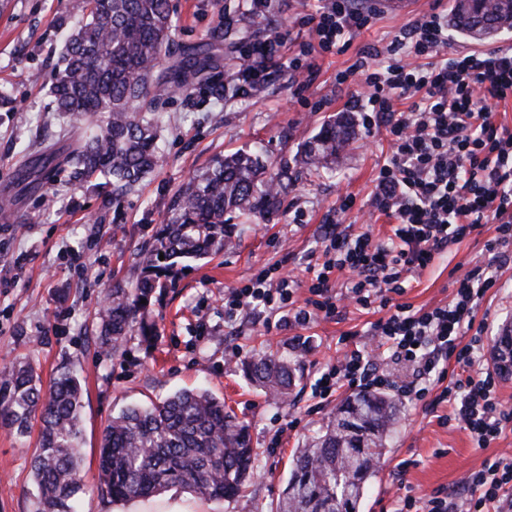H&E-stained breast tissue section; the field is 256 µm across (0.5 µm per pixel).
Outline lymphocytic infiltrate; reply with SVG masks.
I'll return each mask as SVG.
<instances>
[{
	"label": "lymphocytic infiltrate",
	"instance_id": "1",
	"mask_svg": "<svg viewBox=\"0 0 512 512\" xmlns=\"http://www.w3.org/2000/svg\"><path fill=\"white\" fill-rule=\"evenodd\" d=\"M371 10L353 0H321L306 15L317 45H302L301 54L343 48L348 38L369 28ZM448 42V20L428 11L404 25L387 47L393 61L372 66L376 50L361 53L336 76L337 84H354L367 127L385 128L391 155L378 175L369 218H387L391 233L374 241L370 232L346 233L329 225L324 261L309 266V295L298 300L294 274L274 276L263 269L247 284L224 296V320L231 323L245 310L286 312L292 327L315 318L336 316L340 302L361 308L380 306L387 314L374 325L377 352H345L315 381L313 393L326 399L337 388L385 389L395 386L384 373L379 354L412 363L415 381L398 387L403 396L424 398L431 384L442 383L436 404L449 407L448 420L468 430L477 447H488L512 425V413L498 401L496 374L475 370L483 350L475 332L478 301L496 284L494 276L474 268L460 274L452 300L430 309L393 303L413 274L424 269L449 243L486 224L496 235L489 250L512 246V129L496 123L499 103L512 101V45L489 51L442 56ZM407 101L398 109V101ZM341 291H334V278ZM455 360L459 373L447 374L443 363ZM459 501L435 492L425 501L401 498L391 512H512V460L484 461L464 480Z\"/></svg>",
	"mask_w": 512,
	"mask_h": 512
}]
</instances>
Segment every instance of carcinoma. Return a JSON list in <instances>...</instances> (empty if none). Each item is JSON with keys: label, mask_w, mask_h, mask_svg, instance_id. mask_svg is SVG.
<instances>
[{"label": "carcinoma", "mask_w": 512, "mask_h": 512, "mask_svg": "<svg viewBox=\"0 0 512 512\" xmlns=\"http://www.w3.org/2000/svg\"><path fill=\"white\" fill-rule=\"evenodd\" d=\"M448 29L465 39L493 41L512 30V0H454ZM172 51L168 0H84L65 50L50 78L56 109L70 116L80 145L67 154L46 147L23 161L25 188L55 195L49 174L90 183L107 179L112 198L132 192L158 162L156 91L191 95L234 93L213 63L215 41ZM354 135L334 121L304 144L305 164L331 169ZM288 169H272L258 154L235 153L193 176L175 195L171 217L140 252L141 273L130 288L107 292L100 312V342L117 349L136 329L155 338L149 307L188 259L224 250L232 211L264 218L276 211ZM27 217L9 197L0 198V221ZM164 259H159V255ZM146 303H141V300ZM247 378L284 399L293 384L291 366L268 352L245 362ZM80 381L59 379L43 397L31 364L0 370V427L25 434L39 417V448L32 470L39 512H75L81 489ZM400 413L381 392L358 391L336 406L321 434L296 449L288 483L275 512H360L366 483L385 455ZM254 451L246 425L207 391H178L159 403L133 405L112 417L99 448L98 484L114 502L148 500L173 487L208 500L235 497L253 473Z\"/></svg>", "instance_id": "1"}]
</instances>
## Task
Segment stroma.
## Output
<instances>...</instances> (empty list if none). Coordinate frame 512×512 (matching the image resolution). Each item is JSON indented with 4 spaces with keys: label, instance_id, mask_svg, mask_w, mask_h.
<instances>
[{
    "label": "stroma",
    "instance_id": "35a3bbf8",
    "mask_svg": "<svg viewBox=\"0 0 512 512\" xmlns=\"http://www.w3.org/2000/svg\"><path fill=\"white\" fill-rule=\"evenodd\" d=\"M404 13L387 9L383 0H361L373 9L372 27L352 38L342 53L300 56L299 46L318 38L303 17L313 0H168L174 25V49L182 51L211 40L218 25L229 28L216 56L225 81L238 77L243 45L255 43L266 29L290 35L278 57L252 56L265 80L253 95L217 97L208 93H161L160 162L137 188L113 199L109 186L54 177L57 193L45 202L41 192L21 190V161L43 135H63L66 149L76 148L68 118L57 112L48 93L51 71L68 34L66 22L79 15L81 0H0V197L13 196L24 223L0 229V367L22 359L36 369L42 388L64 374L83 387L81 442L83 486L79 512H270L284 489L292 455L316 435L349 389L331 401L311 394L328 365L345 350L340 341L370 350L369 330L378 310L345 305L340 316L320 318L303 328H287L259 308L224 325V291L248 282L258 271L281 265L294 269L306 298V266L322 259L326 218L339 197L350 195L355 207L342 225H359L376 191L377 176L389 155L385 129H367L352 98L351 85H337L336 74L359 53L381 50L376 63L387 66L386 45L433 0H408ZM299 58L315 78L299 103L288 80V61ZM351 118L355 138L335 173L307 170L303 145L336 116ZM261 152L273 166L288 169L290 185L275 213L260 219L232 215L234 243L208 258L191 261L185 272L167 281L150 307L156 337L142 342L127 336L119 351L98 340L96 316L107 291L128 286L140 275L135 253L164 223L169 205L189 178L215 159L236 151ZM301 221H294V214ZM494 225L450 244L416 274L402 302L414 308L448 303L455 289V268L487 266V243ZM497 286L475 311L484 328L485 353L477 367L490 369V348L512 323V253L500 261ZM239 360L226 362L232 350ZM273 352L294 364V384L287 399L272 401L252 385L242 363L260 352ZM203 388L223 399L249 427L255 449L254 475L236 498L205 501L173 488L147 500L112 502L97 486L102 431L113 415L131 405H147L180 389ZM401 413L387 452L364 493L362 512H389L397 497H428L444 490L463 494L462 482L489 456L512 457V431L490 447H476L468 431L443 425L447 406L429 410L425 401L401 398ZM37 432L19 436L0 429V512H35L38 489L31 462Z\"/></svg>",
    "mask_w": 512,
    "mask_h": 512
}]
</instances>
